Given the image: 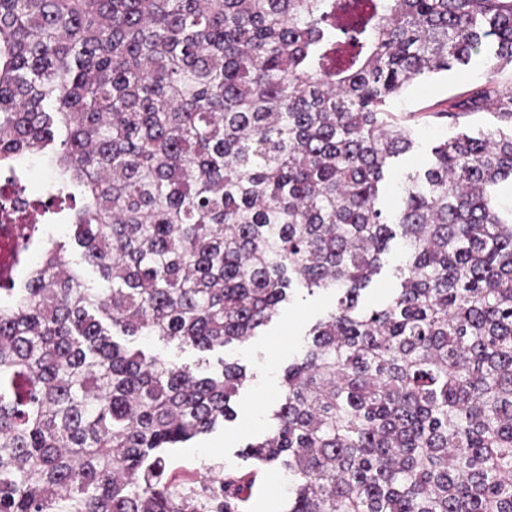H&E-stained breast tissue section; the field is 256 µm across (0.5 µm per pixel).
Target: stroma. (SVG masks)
Returning a JSON list of instances; mask_svg holds the SVG:
<instances>
[{
	"instance_id": "35a3bbf8",
	"label": "stroma",
	"mask_w": 512,
	"mask_h": 512,
	"mask_svg": "<svg viewBox=\"0 0 512 512\" xmlns=\"http://www.w3.org/2000/svg\"><path fill=\"white\" fill-rule=\"evenodd\" d=\"M484 82V68L476 62L467 70H452L438 76L426 89L406 92L393 102L394 115L401 124L413 130L418 146L399 160L385 178L380 201L387 210L393 212L398 208L397 183L403 172L427 164L433 142L450 133L447 120L435 118V111L466 98ZM402 260V243L393 241L390 251L382 257L380 274L362 295L364 305L382 303L398 287L397 268ZM334 307L332 291L318 290L311 295L299 291L282 306L265 335L249 344L224 349V359L245 365L251 379L237 398L235 422L172 451L170 460L178 469L179 479H192L194 472L206 467L217 469L239 465L238 454L242 446L264 434L270 425L271 409L280 392L283 372L300 355L306 330Z\"/></svg>"
}]
</instances>
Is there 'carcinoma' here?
Returning <instances> with one entry per match:
<instances>
[{
  "instance_id": "cac0c4a2",
  "label": "carcinoma",
  "mask_w": 512,
  "mask_h": 512,
  "mask_svg": "<svg viewBox=\"0 0 512 512\" xmlns=\"http://www.w3.org/2000/svg\"><path fill=\"white\" fill-rule=\"evenodd\" d=\"M489 51L435 113L491 116L414 148L405 89ZM512 0H0V173L48 156L0 276V512H512ZM66 224L37 259L39 223ZM400 288L364 307L389 243ZM98 282L85 277L69 249ZM336 292L241 464L182 481L169 451L234 421L247 368L164 361ZM135 344L148 353L159 355L167 361H174L179 364L193 365L200 357V353L196 350L190 348L180 349L174 343L164 345L154 339L138 338ZM261 483L272 491L260 490L251 512H281L288 500V478L278 470L268 469L264 472Z\"/></svg>"
}]
</instances>
